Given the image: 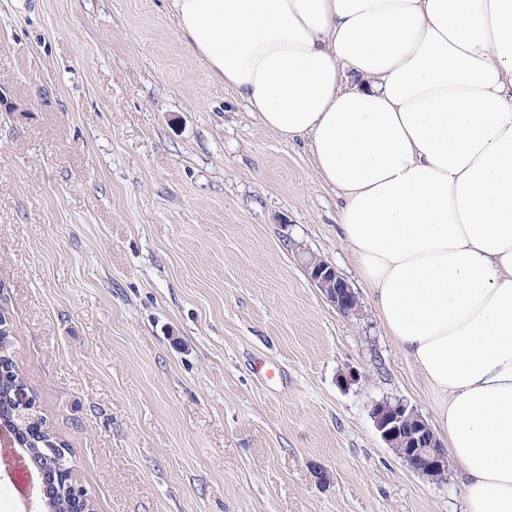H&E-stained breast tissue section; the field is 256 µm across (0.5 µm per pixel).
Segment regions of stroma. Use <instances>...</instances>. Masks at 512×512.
Returning <instances> with one entry per match:
<instances>
[{
  "mask_svg": "<svg viewBox=\"0 0 512 512\" xmlns=\"http://www.w3.org/2000/svg\"><path fill=\"white\" fill-rule=\"evenodd\" d=\"M0 86L19 106L0 111V308L95 512H461L459 465L429 481L375 429L372 402L432 424L438 397L382 328L308 141L216 81L166 0H0ZM34 470L0 446V512H37ZM301 258L308 277L327 302L344 315L362 316L359 293L334 266L315 256L303 255Z\"/></svg>",
  "mask_w": 512,
  "mask_h": 512,
  "instance_id": "stroma-1",
  "label": "stroma"
}]
</instances>
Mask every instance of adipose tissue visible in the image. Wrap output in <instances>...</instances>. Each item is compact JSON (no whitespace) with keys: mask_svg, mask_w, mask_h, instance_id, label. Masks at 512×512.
<instances>
[{"mask_svg":"<svg viewBox=\"0 0 512 512\" xmlns=\"http://www.w3.org/2000/svg\"><path fill=\"white\" fill-rule=\"evenodd\" d=\"M211 75L309 140L381 320L439 394L465 512H512V0H167Z\"/></svg>","mask_w":512,"mask_h":512,"instance_id":"obj_1","label":"adipose tissue"}]
</instances>
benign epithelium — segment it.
Listing matches in <instances>:
<instances>
[{"label": "benign epithelium", "instance_id": "7a95c632", "mask_svg": "<svg viewBox=\"0 0 512 512\" xmlns=\"http://www.w3.org/2000/svg\"><path fill=\"white\" fill-rule=\"evenodd\" d=\"M308 277L324 299L347 316H362L359 293L329 262L314 256H302ZM370 415L377 432L388 448L402 460L412 473L429 480L448 467V449L423 437L430 426L413 406L402 399L372 403ZM405 437L406 448L395 447V441Z\"/></svg>", "mask_w": 512, "mask_h": 512}]
</instances>
